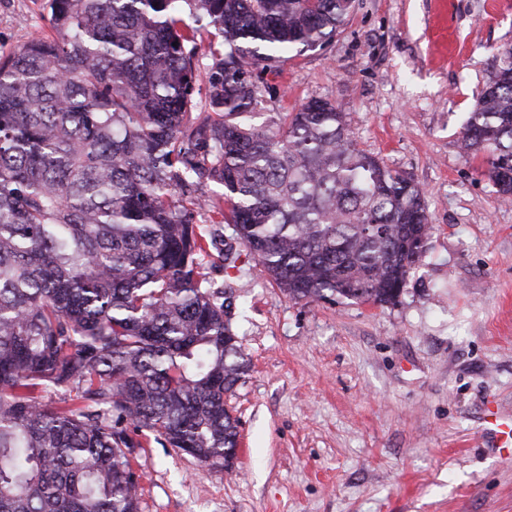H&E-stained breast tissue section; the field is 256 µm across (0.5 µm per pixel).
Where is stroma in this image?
Masks as SVG:
<instances>
[{
    "instance_id": "obj_1",
    "label": "stroma",
    "mask_w": 512,
    "mask_h": 512,
    "mask_svg": "<svg viewBox=\"0 0 512 512\" xmlns=\"http://www.w3.org/2000/svg\"><path fill=\"white\" fill-rule=\"evenodd\" d=\"M44 0H0V56L49 31ZM512 0H355L327 51L270 77L290 112L310 97L350 116L360 149L426 192L433 229L394 305L295 302L246 259L203 264L229 309L247 375L232 472L148 440L140 512H512V458L483 431L512 418V199L457 140Z\"/></svg>"
}]
</instances>
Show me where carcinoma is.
Returning <instances> with one entry per match:
<instances>
[{
  "label": "carcinoma",
  "mask_w": 512,
  "mask_h": 512,
  "mask_svg": "<svg viewBox=\"0 0 512 512\" xmlns=\"http://www.w3.org/2000/svg\"><path fill=\"white\" fill-rule=\"evenodd\" d=\"M354 2L47 0L52 33L0 56V512H139L152 435L230 464L224 396L249 364L198 220L232 226L292 301H399L425 191L359 149L336 103L278 112L264 78L324 49ZM205 26L221 42L200 102ZM459 148L512 198L511 46Z\"/></svg>",
  "instance_id": "1"
}]
</instances>
